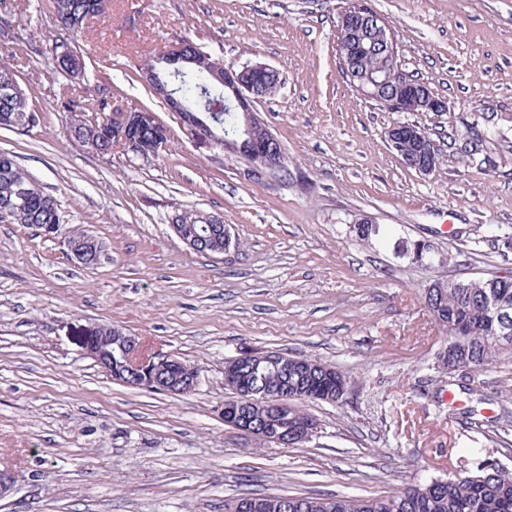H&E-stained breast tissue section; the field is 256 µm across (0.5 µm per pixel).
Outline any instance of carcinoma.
<instances>
[{"mask_svg": "<svg viewBox=\"0 0 512 512\" xmlns=\"http://www.w3.org/2000/svg\"><path fill=\"white\" fill-rule=\"evenodd\" d=\"M54 14L59 26L71 34L82 31L90 16L102 13L107 0H53ZM186 61L177 64L179 93L191 108H202L224 102L223 88L209 82L205 74L190 62L193 56H204L190 39H184ZM360 42L364 51L357 58L356 66L370 73L377 67L379 45L370 31L363 32ZM54 63L56 70L72 74L82 68L80 56L67 44L59 45ZM208 56V55H206ZM212 65L222 66L224 60L208 56ZM261 97L276 93L281 78L276 75L255 76L245 74ZM89 96L83 100L68 98L62 105L71 113L70 133L81 146L102 156L112 154V138L101 134L99 122L112 121V93L95 84L86 88ZM96 121H91L92 115ZM39 117L29 108L28 98L21 86L5 93L0 90V127L32 128ZM160 126H142L133 139L136 156L143 159L157 156V141L163 137ZM13 214V224H59L61 215L56 200L18 165L14 155L0 152V213ZM171 223L179 224L189 233L201 232L208 224V213L203 211H178L171 216ZM500 287L487 288V279L449 280L447 287L438 292L436 300H426L427 308L441 330L449 333L457 329L477 332V339L469 346L470 365L482 371L499 357L512 351V335H500L498 318L493 303L512 310V274L500 276ZM300 385H288L289 402L304 400L307 391L336 394L348 389L341 374L321 375L302 373ZM512 512V474L477 469V472L448 479H433L425 484L400 488L379 497H347L338 495H264L247 493L224 501V512Z\"/></svg>", "mask_w": 512, "mask_h": 512, "instance_id": "cac0c4a2", "label": "carcinoma"}]
</instances>
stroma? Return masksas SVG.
I'll return each instance as SVG.
<instances>
[{
    "instance_id": "35a3bbf8",
    "label": "stroma",
    "mask_w": 512,
    "mask_h": 512,
    "mask_svg": "<svg viewBox=\"0 0 512 512\" xmlns=\"http://www.w3.org/2000/svg\"><path fill=\"white\" fill-rule=\"evenodd\" d=\"M361 2L445 111L394 112L350 85L336 55L347 0H112L74 39L53 0H5L4 42L39 122L0 128V151L62 222L47 235L0 223V467L18 474L0 512H224L244 493L384 495L482 459L512 473V354L448 375L424 303L435 281L512 269V0ZM185 38L225 64L279 71L255 107L287 172L253 175L152 95L141 60ZM64 40L84 76L54 70ZM90 81L111 87L119 111L156 113L168 148L145 160L75 142L61 101ZM399 122L430 133L433 173L401 162L387 138ZM472 122L485 144L469 155L450 137ZM180 210L222 215L230 251L189 248L168 221ZM365 216L378 234L361 237ZM78 229L100 242L97 264L68 255ZM419 244L429 260L415 259ZM102 324L197 367L196 390L112 381L74 341ZM247 350L314 359L351 393L299 403L318 423L311 440L259 446L224 422V363Z\"/></svg>"
}]
</instances>
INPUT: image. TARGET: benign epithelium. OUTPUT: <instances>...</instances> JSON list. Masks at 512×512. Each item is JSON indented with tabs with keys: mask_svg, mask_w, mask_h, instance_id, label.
<instances>
[{
	"mask_svg": "<svg viewBox=\"0 0 512 512\" xmlns=\"http://www.w3.org/2000/svg\"><path fill=\"white\" fill-rule=\"evenodd\" d=\"M337 30L336 46L352 40L357 29L367 21H372L377 29L381 43L386 50L388 65L384 69L383 79L376 81L367 78L354 84L362 94L376 98L385 84H390L398 91L390 102L395 112H443L446 104L433 96L426 85L422 84L416 91L408 93L400 86L408 81V76L400 68L398 44L387 24L381 17L373 14L368 8L354 0L346 7ZM198 65L207 72L209 79L224 87V104L237 114V125L234 133L218 135L198 109L187 107L176 90L168 87L160 74V70L150 67L143 71V78L151 86L154 94L162 99L168 108L177 113L183 127L192 134L204 137L224 149V152L245 157L252 172H272L280 169L285 160V150L279 139L269 130L261 116L254 109L258 100L254 88L246 83L241 72L231 67L216 69L203 62ZM144 123L158 124L159 118L153 112H116L112 114V143L125 151L133 148L132 133ZM418 143L416 154L408 156L399 153L403 164L420 173L429 174L437 165V154L428 133L421 127L411 131ZM70 257L76 262H97L99 246L96 240L86 234L78 240L67 241ZM103 327L98 325L88 329L79 337L78 344L83 353L111 378L127 386L163 391L168 393L186 394L194 391L198 385L197 378H184L174 375L176 359L166 355L151 354L143 356V346L139 337L127 334L121 329H114L111 336L102 335ZM228 364L235 367L238 374L252 379L261 374H275L281 377V383L276 391L269 394H257L255 388H249L253 402H275L274 409L266 414V419L257 422L252 409L245 407L241 397H236L224 403V423L245 434L270 433V440L279 447L287 448L292 441H307L311 438L314 428L308 425L288 427L287 397L281 392L288 390V364L281 359L277 352L243 351L228 359ZM17 482L15 472L9 468H0V501L10 496Z\"/></svg>",
	"mask_w": 512,
	"mask_h": 512,
	"instance_id": "7a95c632",
	"label": "benign epithelium"
}]
</instances>
